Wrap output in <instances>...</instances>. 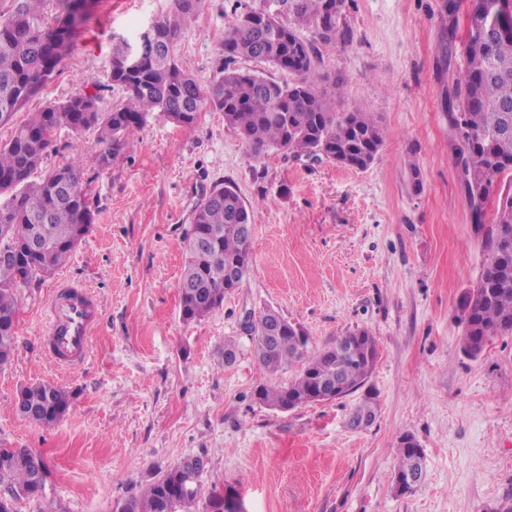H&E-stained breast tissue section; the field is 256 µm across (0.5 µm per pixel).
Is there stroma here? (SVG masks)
I'll list each match as a JSON object with an SVG mask.
<instances>
[{"mask_svg": "<svg viewBox=\"0 0 512 512\" xmlns=\"http://www.w3.org/2000/svg\"><path fill=\"white\" fill-rule=\"evenodd\" d=\"M470 0H354L338 18L353 40L323 50L324 88L341 80L336 109L372 113L386 131L365 169L304 165L288 153L259 156L203 111L190 128L150 113L143 129L90 185L98 214L65 265L20 289L16 350L0 367V445L27 448L49 469L44 500L64 512H112L114 502L185 458L205 455L202 493L220 491L232 512H491L512 488V335L483 352L461 349L465 294L486 254L454 163L448 94L464 68ZM262 0H201L174 47L201 82L216 74L224 31ZM170 0H95L62 70L12 123L46 102L106 83L112 47L135 42ZM97 149L95 131L63 129L47 166ZM420 171L413 187L411 167ZM234 185L253 226L251 266L221 307L180 316L183 234L215 184ZM90 287L102 309L91 350L64 371L40 337L60 281ZM277 311L302 325L315 349L365 329L378 358L364 391L291 410L254 398L287 384L255 356L247 317ZM237 358L224 364V342ZM51 382L73 393L52 427L15 410L20 388ZM373 423L352 429L365 394ZM423 450L424 479L396 495L401 436Z\"/></svg>", "mask_w": 512, "mask_h": 512, "instance_id": "obj_1", "label": "stroma"}]
</instances>
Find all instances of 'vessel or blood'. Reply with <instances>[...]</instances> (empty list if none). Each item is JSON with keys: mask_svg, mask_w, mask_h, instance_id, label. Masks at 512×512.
Wrapping results in <instances>:
<instances>
[{"mask_svg": "<svg viewBox=\"0 0 512 512\" xmlns=\"http://www.w3.org/2000/svg\"><path fill=\"white\" fill-rule=\"evenodd\" d=\"M100 314L89 289L69 282L57 285L50 296L47 327L41 338L45 354L64 369L84 363Z\"/></svg>", "mask_w": 512, "mask_h": 512, "instance_id": "b4317fda", "label": "vessel or blood"}]
</instances>
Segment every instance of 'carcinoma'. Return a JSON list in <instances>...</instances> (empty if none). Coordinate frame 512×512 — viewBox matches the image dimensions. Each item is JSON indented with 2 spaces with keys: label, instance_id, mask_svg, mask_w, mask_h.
<instances>
[{
  "label": "carcinoma",
  "instance_id": "1",
  "mask_svg": "<svg viewBox=\"0 0 512 512\" xmlns=\"http://www.w3.org/2000/svg\"><path fill=\"white\" fill-rule=\"evenodd\" d=\"M47 0H0V124L14 115L60 72L89 18L91 0H56L57 13L44 16ZM201 0H172L170 9L154 21V46L138 66L127 68L129 44L112 50L110 81L125 90L127 99L107 110L99 107L105 85L49 102L18 125L0 144V250L18 258L0 261V365L16 349L15 320L18 289L28 287L61 266L88 234L96 208L88 197L82 160L42 167L54 134L67 129L97 131L99 149L94 163L108 168L141 131L147 115L159 112L179 126L196 124L206 109L224 113V122L258 155L269 148L288 151L293 158L315 155L320 161H351L364 169L383 146L385 132L369 112H338L334 97L320 90L322 49L352 40V31L321 30L329 0H263L252 9L254 22L244 15L224 30V62L213 79L201 83L173 55L183 31L194 20ZM506 0H474L468 15L465 69L448 96V112L456 114L455 132L462 148L455 164L466 167L465 191L470 204L482 210L490 197L495 207L483 225L486 266L478 285L462 306V350L471 357L497 335H512V186L498 187L500 176L512 173V28L498 31L512 13ZM311 29L309 39L301 30ZM271 64L292 75L281 83L257 72L235 68L240 60ZM250 223L247 205L231 185L212 187L196 205L185 232V261L179 281L183 321L204 318L222 306L233 285L224 271L236 268L243 279L250 268L252 239L242 225ZM35 231L45 249L25 251L26 229ZM198 238L211 240L201 251ZM284 327L270 346H256L260 366L275 373L294 364L299 375L286 385H260L256 399L274 409L288 410L323 401L318 386L333 383L351 393L363 387L376 358L375 338L365 329L351 332L319 351L310 338L278 312L266 310L251 323L257 329L268 318ZM25 418L53 426L67 413L72 393L50 382L21 390ZM396 475L420 465L415 440L400 438ZM189 457L153 478L146 488L116 501L112 512H226L224 495L213 491L200 497L202 474ZM0 512H18L17 504L40 498L45 485L37 480L35 458L27 448L0 446Z\"/></svg>",
  "mask_w": 512,
  "mask_h": 512
}]
</instances>
